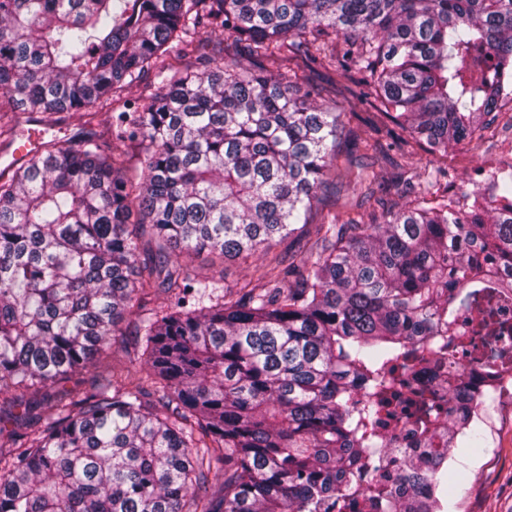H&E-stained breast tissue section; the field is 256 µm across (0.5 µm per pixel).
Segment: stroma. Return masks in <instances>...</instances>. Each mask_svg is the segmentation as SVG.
<instances>
[{"label": "stroma", "instance_id": "obj_1", "mask_svg": "<svg viewBox=\"0 0 512 512\" xmlns=\"http://www.w3.org/2000/svg\"><path fill=\"white\" fill-rule=\"evenodd\" d=\"M22 124L28 125L31 133L44 139H56L61 145H69L84 133H111L112 111L103 107L94 114L61 112L55 114L54 124L47 129L36 126L37 116L32 112L20 113ZM486 152L483 156H471L465 147L449 149L447 156L419 153L402 159L400 168H393L385 161H378L375 171L384 194L388 198L404 203L408 200L406 184L416 174L439 165H447L450 172L448 192L452 195L474 194L482 185L481 167L492 163L504 168L512 166V127L496 122L485 133ZM180 263L191 276L212 280L219 286L243 283L258 256L243 255L236 259H225L215 253L201 252L179 257ZM139 316L127 318L121 331L114 338L112 358L99 360L89 372L76 374L60 380L48 393L47 401L39 408L40 413H53L58 401H66L91 391L96 380L107 376L113 362L124 360L128 351L134 350L135 330ZM486 410L498 433V443L485 446L482 453L472 455L464 449H451V469L467 476L464 489L449 492V512H512V404H497L487 401Z\"/></svg>", "mask_w": 512, "mask_h": 512}]
</instances>
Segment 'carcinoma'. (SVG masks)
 Wrapping results in <instances>:
<instances>
[{
    "label": "carcinoma",
    "mask_w": 512,
    "mask_h": 512,
    "mask_svg": "<svg viewBox=\"0 0 512 512\" xmlns=\"http://www.w3.org/2000/svg\"><path fill=\"white\" fill-rule=\"evenodd\" d=\"M201 27L276 72L195 69ZM509 60L512 0H0V112H91L151 72L163 84L113 110L139 165L90 132L0 176V512H445L450 450L483 448L476 369L501 378L500 340L481 352L455 320L486 324L480 300L512 295V170L434 201L436 167L401 207L371 185L393 151L478 150ZM317 66L376 110L372 155L341 154L345 113L296 81ZM350 176L369 221L327 215L283 287L273 246ZM177 250L263 259L220 290ZM158 288L175 305L142 321L129 364L19 432L25 395L111 353ZM443 342L472 359L437 406L412 392L423 447L401 450L387 395Z\"/></svg>",
    "instance_id": "obj_1"
}]
</instances>
